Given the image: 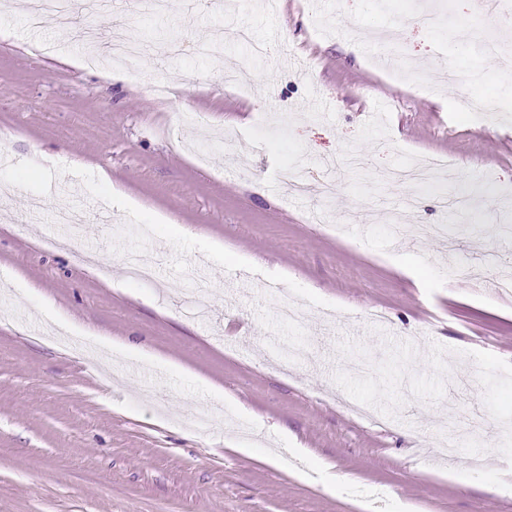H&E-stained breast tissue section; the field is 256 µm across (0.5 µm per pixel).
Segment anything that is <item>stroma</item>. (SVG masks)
<instances>
[{
    "label": "stroma",
    "mask_w": 512,
    "mask_h": 512,
    "mask_svg": "<svg viewBox=\"0 0 512 512\" xmlns=\"http://www.w3.org/2000/svg\"><path fill=\"white\" fill-rule=\"evenodd\" d=\"M320 5L317 26L296 0L78 13L154 42L133 76L86 67L52 17L33 28L0 0V512H512V296L455 278L512 225V111L473 122L445 80L455 66L512 104L485 49L512 47V27L473 0ZM390 25L422 92L369 61L367 35ZM350 149L364 167L322 203L323 160ZM430 157L452 182L382 178ZM286 163L309 198L281 187ZM449 192L471 208L446 210ZM62 206L87 207L84 248L111 277L51 246ZM139 249L163 255L154 285L118 268ZM204 276L202 324L184 301ZM268 281L301 321H280ZM234 324L247 358L223 339ZM474 418L483 439L436 457Z\"/></svg>",
    "instance_id": "1"
}]
</instances>
